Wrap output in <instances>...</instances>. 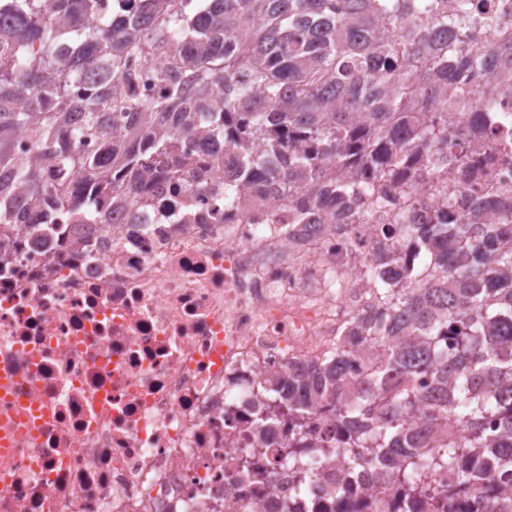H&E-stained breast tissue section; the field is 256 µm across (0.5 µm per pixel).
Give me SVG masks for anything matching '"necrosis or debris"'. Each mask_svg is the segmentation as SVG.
<instances>
[{"label":"necrosis or debris","mask_w":512,"mask_h":512,"mask_svg":"<svg viewBox=\"0 0 512 512\" xmlns=\"http://www.w3.org/2000/svg\"><path fill=\"white\" fill-rule=\"evenodd\" d=\"M448 15L449 45L512 42V0H448ZM123 66L126 98L157 99L180 61L166 42ZM176 153L136 203L63 210L46 243L32 208L0 213V512H286L288 426L266 420L264 383L335 341L339 307L370 286L325 280L370 267L395 215L437 209L424 178L382 209L298 212L267 179L240 187L226 143Z\"/></svg>","instance_id":"necrosis-or-debris-1"}]
</instances>
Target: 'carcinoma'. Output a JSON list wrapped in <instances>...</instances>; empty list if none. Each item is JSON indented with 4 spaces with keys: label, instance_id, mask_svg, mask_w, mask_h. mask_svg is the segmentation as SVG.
I'll list each match as a JSON object with an SVG mask.
<instances>
[{
    "label": "carcinoma",
    "instance_id": "obj_1",
    "mask_svg": "<svg viewBox=\"0 0 512 512\" xmlns=\"http://www.w3.org/2000/svg\"><path fill=\"white\" fill-rule=\"evenodd\" d=\"M96 0H0V175L39 207L47 229L63 208L90 199L42 180L38 161L81 171L100 195L134 197L143 178L180 159L174 141L204 135L233 146L256 144L243 180L256 171L290 206L331 205L366 193L362 174L381 185L419 177L422 155L435 176L440 157L460 158L459 178L483 169L463 160L471 143L493 132L488 116L448 125L434 111L448 104V84L466 83L482 55L499 48L448 50V14L436 0H206L170 10V0L118 31L93 17ZM182 32L186 71L163 69L171 93L131 101L125 55ZM65 39L82 43L66 61ZM38 42L40 49L29 50ZM91 96L75 93L82 80ZM482 95L512 98V69L488 72ZM28 131L42 154L14 152ZM102 138L96 156L74 142ZM472 202L467 213L439 209L432 224H386L373 288L321 359L267 380L266 405L288 422L293 498L310 512H364L357 475L392 489L393 509L374 512H512V205ZM412 261L394 265L396 246ZM372 346L382 359L355 374ZM326 424L315 438L307 414ZM419 415L439 438L433 449L407 426ZM448 419L459 436L437 431ZM340 458L336 483L322 472Z\"/></svg>",
    "mask_w": 512,
    "mask_h": 512
}]
</instances>
